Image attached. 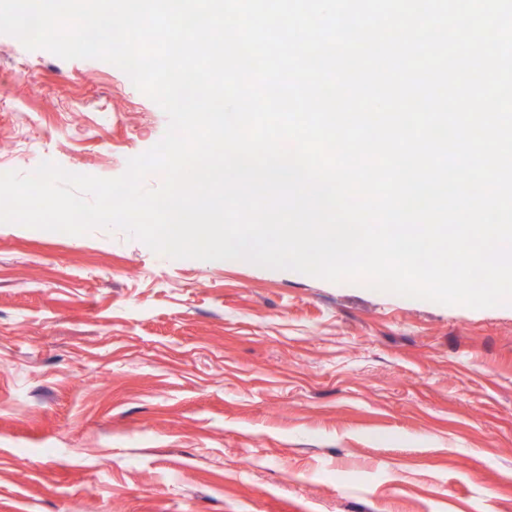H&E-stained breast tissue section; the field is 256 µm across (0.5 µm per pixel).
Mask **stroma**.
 Here are the masks:
<instances>
[{"label":"stroma","instance_id":"35a3bbf8","mask_svg":"<svg viewBox=\"0 0 512 512\" xmlns=\"http://www.w3.org/2000/svg\"><path fill=\"white\" fill-rule=\"evenodd\" d=\"M1 87L0 173L115 178L169 124L8 34ZM0 512H512V304L0 223Z\"/></svg>","mask_w":512,"mask_h":512}]
</instances>
